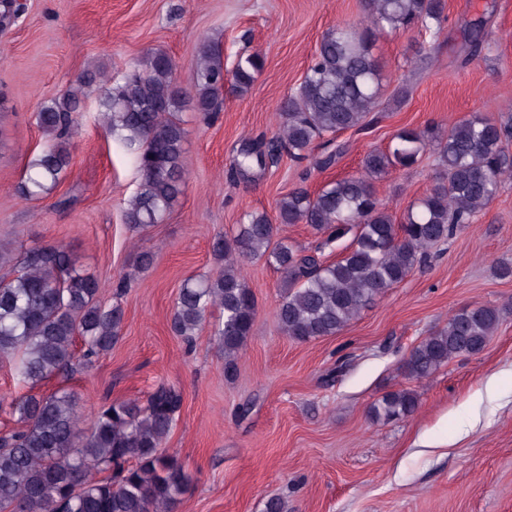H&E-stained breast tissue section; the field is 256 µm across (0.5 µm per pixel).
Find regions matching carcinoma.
Masks as SVG:
<instances>
[{
	"instance_id": "cac0c4a2",
	"label": "carcinoma",
	"mask_w": 512,
	"mask_h": 512,
	"mask_svg": "<svg viewBox=\"0 0 512 512\" xmlns=\"http://www.w3.org/2000/svg\"><path fill=\"white\" fill-rule=\"evenodd\" d=\"M370 25L338 27L325 35L302 82L281 105V149L292 160L309 156L316 140L361 129L380 106L384 77L372 47L383 33L416 27L438 38L446 19L445 0H367ZM21 14L16 0H0V28ZM489 45L484 19L470 25L462 63L479 57ZM263 68L258 53L239 56L232 79L239 92L249 90ZM176 64L164 52H152L128 70L123 82L100 90L98 109L106 133L134 156L141 175L124 211L125 223L140 230L162 221L182 193L186 131L176 117L185 101L206 115L219 110L224 90L223 48L205 42L194 64L193 84L177 82ZM106 82L103 71L86 73L76 87L42 106L37 125L51 143L31 162L19 187L25 198L54 188L71 165L69 140L73 113L85 90ZM512 124L474 114L448 129L426 126L397 132L385 150L363 159V173L326 184L312 193L297 186L276 205L281 224H308L326 241L351 237L342 257L324 263L286 241L273 242L274 224L264 212L245 216L238 234L212 243L214 259L224 265L215 277L190 278L179 289L173 332L191 340L213 308L220 310L216 336L226 368L251 335L256 299L242 274L244 262L267 258L285 274L288 290L278 321L291 339L305 342L342 331L377 297L427 256L428 248L449 239L460 224L501 191L512 174L506 146ZM431 149L441 168L438 184L397 217L377 197L374 181L393 168L416 165ZM269 154L246 141L233 156L235 170H264ZM99 280L75 267L61 246L23 252L15 275L0 280V361L13 364L17 380L35 385L53 376L68 378L90 367L119 339V306L97 301ZM500 323L498 309L465 307L448 325L425 337L403 365L405 376L425 379L448 361L481 352ZM84 350L77 355L76 338ZM183 404V393L161 385L145 404L115 401L102 407L88 428L79 427L81 397L69 389L49 395L24 394L0 400V411L18 427L0 432V512H169L188 486V475L163 443ZM419 396L402 388L385 393L370 407L376 421L412 415Z\"/></svg>"
}]
</instances>
